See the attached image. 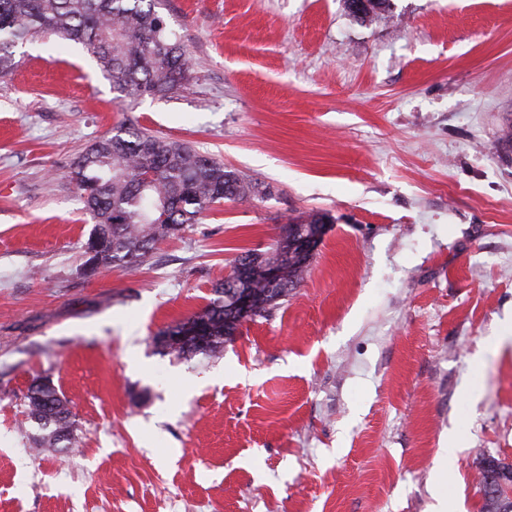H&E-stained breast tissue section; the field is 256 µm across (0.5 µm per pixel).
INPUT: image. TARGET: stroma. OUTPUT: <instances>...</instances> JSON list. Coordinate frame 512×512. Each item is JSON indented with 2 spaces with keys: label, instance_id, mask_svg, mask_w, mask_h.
<instances>
[{
  "label": "stroma",
  "instance_id": "stroma-1",
  "mask_svg": "<svg viewBox=\"0 0 512 512\" xmlns=\"http://www.w3.org/2000/svg\"><path fill=\"white\" fill-rule=\"evenodd\" d=\"M191 58L118 98L79 44L28 36L0 79V512H480L512 464V0H165ZM268 185L147 262L81 270L71 163L120 125ZM332 222L299 288L217 358L153 336L289 220ZM70 455L33 445V378ZM41 380L34 378L28 388L23 424L40 431L37 444L41 448H75L78 438L71 403L54 387L41 384ZM488 461L494 463L496 468L500 470L498 477L494 476L497 473L496 469L486 467ZM480 475L481 490H483V504L480 511L512 512V498L509 499L502 491L503 485L508 483L512 485V465L496 458H486L481 464ZM501 480L505 482L501 483Z\"/></svg>",
  "mask_w": 512,
  "mask_h": 512
}]
</instances>
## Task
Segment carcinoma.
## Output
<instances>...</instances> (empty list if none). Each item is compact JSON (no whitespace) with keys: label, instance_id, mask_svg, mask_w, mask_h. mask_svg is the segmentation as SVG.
<instances>
[{"label":"carcinoma","instance_id":"carcinoma-1","mask_svg":"<svg viewBox=\"0 0 512 512\" xmlns=\"http://www.w3.org/2000/svg\"><path fill=\"white\" fill-rule=\"evenodd\" d=\"M34 32L54 35L64 42L83 45L94 57L112 88L134 99L166 94L187 80L190 71L185 47L173 37L162 0H0V78L13 65L17 47ZM69 178L85 199L98 235L99 268L122 266L129 270L147 261L153 246L195 222L211 205L225 200L264 198L269 187L224 167L185 143L167 141L135 128L120 129L92 144L70 166ZM325 214L288 225L297 236L316 224H328ZM288 262L291 278L276 287L259 307L265 318L300 286L309 262L298 263L294 253L276 242L264 252L238 256L231 272L214 286L216 297L193 314L207 323L203 345L172 348L164 337L180 332L177 323L159 332L154 344L164 355L218 358L237 328L224 325V307L237 288L239 268ZM24 424L40 431L42 448H74L78 444L71 403L54 387L36 377L25 396ZM480 467L483 490L481 512H509L512 498L502 486L512 484V465L496 458Z\"/></svg>","mask_w":512,"mask_h":512}]
</instances>
